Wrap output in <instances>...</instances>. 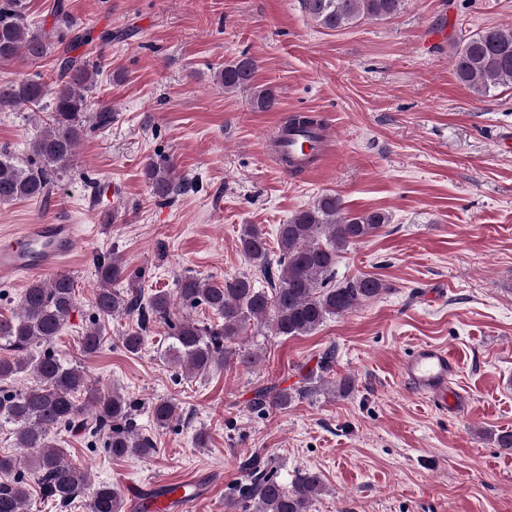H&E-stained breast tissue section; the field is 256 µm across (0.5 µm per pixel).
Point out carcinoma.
<instances>
[{"label": "carcinoma", "instance_id": "obj_1", "mask_svg": "<svg viewBox=\"0 0 512 512\" xmlns=\"http://www.w3.org/2000/svg\"><path fill=\"white\" fill-rule=\"evenodd\" d=\"M405 0H300L303 11L327 31L349 28L368 20H387L400 12ZM90 41V35L73 32L62 5L51 29L28 20L24 0H0V62L19 57L39 59L55 53L53 88L39 79L23 78L0 82V112L19 106L41 108L47 95L44 127L30 139L26 158L0 147V204L19 200H42L71 169L77 145L90 129L112 125V109L91 110L89 93L100 67L88 54H75ZM458 80L478 98L498 88L512 87V25L486 27L457 45L452 57ZM259 62L246 54L224 63L218 81L224 92L253 86ZM323 119L310 112H295L285 121L284 131L308 133ZM145 176L154 195L169 202L183 185L170 176V168L155 162L145 166ZM389 222L383 211L352 215L342 198L334 193L320 196L313 205L297 211L279 225V257L270 260L265 232L256 224L240 228V252L256 268V274L227 276L222 282L184 274L173 292L158 291L146 298L136 287L143 275L128 272L113 254L96 257L99 287L91 305L92 325L81 336V352L96 355L104 344L106 324L119 316H132L136 326L126 330L120 341L132 354L145 345L153 327L168 328L163 355L174 367L190 376L205 374L234 360L256 362V356L240 354L234 345L247 329L269 327L275 336H304L331 318L341 317L386 290L371 275L337 278L336 264L342 254L362 243ZM264 279L268 287L258 286ZM127 283L120 289L118 284ZM193 309L206 306L217 315L213 323L187 315L176 316L175 306ZM75 309V280L57 274L29 284L17 310L0 316V383L29 375L33 384L22 388H0V427L8 426L21 449L20 455L0 456V512H27L29 484L23 472L34 476L43 497L69 506L83 491L91 490L88 512H122L123 501L108 482L93 483L87 470L69 462L50 434L55 429L77 430L103 443L114 458L143 457L155 451L152 439L140 431L139 404L118 390L104 392L94 387L81 366L54 353L36 349L59 335ZM313 373L303 385L288 388L264 387L255 392L249 408L264 414L286 408L294 396L311 393ZM84 400H79V396ZM178 405L160 399L151 408L153 422L169 426ZM267 462L254 456L243 465L247 478L237 485L229 507L239 504L251 512H307L321 492L320 476L311 471L297 473L292 486L279 483L268 471Z\"/></svg>", "mask_w": 512, "mask_h": 512}]
</instances>
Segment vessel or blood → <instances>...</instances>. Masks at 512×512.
I'll use <instances>...</instances> for the list:
<instances>
[{"label":"vessel or blood","instance_id":"1","mask_svg":"<svg viewBox=\"0 0 512 512\" xmlns=\"http://www.w3.org/2000/svg\"><path fill=\"white\" fill-rule=\"evenodd\" d=\"M277 154L290 156L299 163L312 157H324L332 141L329 126H322L313 136L294 134L282 137L280 128H273L267 136ZM78 244L76 227L72 224H30L19 234L0 241V275L16 273H55ZM459 360L444 347L420 346L400 365L404 383L413 392L427 395L439 411L455 408L457 396L448 388L456 376ZM126 493L133 512H192L197 501L194 482L184 481L173 492L153 496L151 489L127 484Z\"/></svg>","mask_w":512,"mask_h":512}]
</instances>
